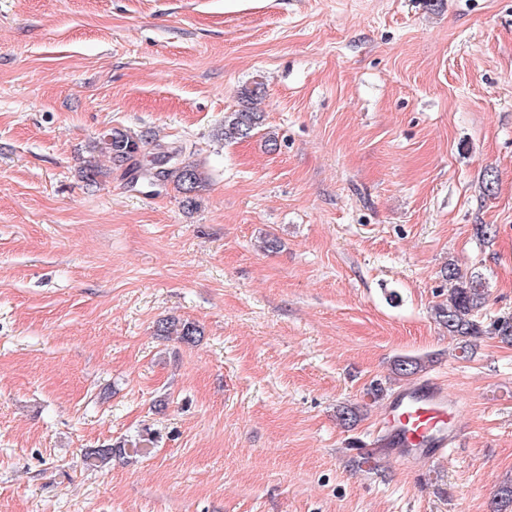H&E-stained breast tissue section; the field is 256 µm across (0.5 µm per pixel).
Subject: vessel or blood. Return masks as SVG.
<instances>
[{
	"instance_id": "1",
	"label": "vessel or blood",
	"mask_w": 512,
	"mask_h": 512,
	"mask_svg": "<svg viewBox=\"0 0 512 512\" xmlns=\"http://www.w3.org/2000/svg\"><path fill=\"white\" fill-rule=\"evenodd\" d=\"M387 445L401 462H433L463 436L457 403L444 384L428 381L397 392L386 408Z\"/></svg>"
}]
</instances>
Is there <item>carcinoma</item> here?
<instances>
[{
	"label": "carcinoma",
	"instance_id": "cac0c4a2",
	"mask_svg": "<svg viewBox=\"0 0 512 512\" xmlns=\"http://www.w3.org/2000/svg\"><path fill=\"white\" fill-rule=\"evenodd\" d=\"M263 95V83L257 80L244 87L240 92L241 108L224 115V124L217 136L226 143L252 136L263 122V113L257 108ZM100 144L117 168L126 170L130 165L140 163L157 169L160 180L173 186L181 195L183 207L188 210L197 206L201 192L206 190L205 172L198 164L186 159L179 146L162 143L145 134L134 135L117 127L104 132ZM443 279L449 285L448 305L438 308L436 317L448 330V335L458 340L463 352H469L474 341L486 335L512 344V317H498L487 324L479 317L488 294L481 275H465L456 264L450 263L444 268ZM157 332L160 336H174L182 343L191 344L199 336L200 329L193 322L171 319L160 323ZM424 369L425 362L419 358L398 357L393 361L394 372L402 377L415 376ZM125 454L123 446L108 445L90 449L88 459L104 465Z\"/></svg>",
	"mask_w": 512,
	"mask_h": 512
}]
</instances>
